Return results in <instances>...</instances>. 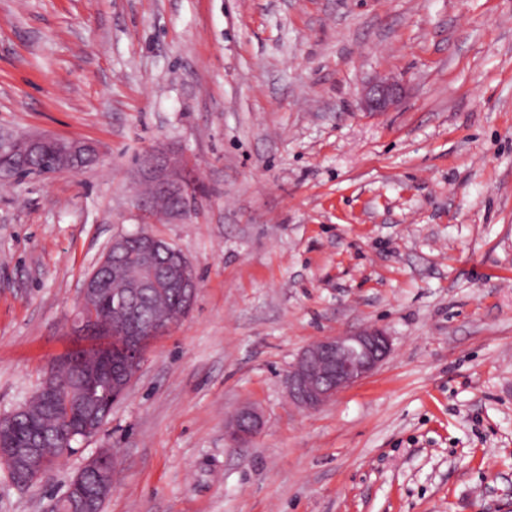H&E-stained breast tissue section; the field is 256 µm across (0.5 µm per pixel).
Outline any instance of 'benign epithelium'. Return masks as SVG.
Masks as SVG:
<instances>
[{
	"instance_id": "benign-epithelium-1",
	"label": "benign epithelium",
	"mask_w": 512,
	"mask_h": 512,
	"mask_svg": "<svg viewBox=\"0 0 512 512\" xmlns=\"http://www.w3.org/2000/svg\"><path fill=\"white\" fill-rule=\"evenodd\" d=\"M399 91V85L395 83H375L369 86L364 94V111H388L397 101ZM43 151L53 153L59 164L47 162L37 169L31 167L32 157ZM99 161V150L91 142L44 136L0 135V176L4 178L76 173L88 163ZM143 167L149 190L169 201L170 214L186 216L194 212L198 182L187 163L164 150H157L146 157ZM139 238L142 275L137 288L142 292L152 288H170L185 298L186 306H192L199 290V280L191 261L162 238L146 234L139 235ZM128 239L127 235L112 238L105 256L85 279L79 316L71 327L73 335L89 336L99 331L100 324L87 317L84 307L105 287L102 270L108 266L109 257H116L127 249ZM162 252L167 253V259L160 258ZM139 314L140 303L135 295L117 300L107 321L111 333L109 343L97 349L101 366L94 371H83V379L87 383L106 381L112 389L114 402L125 395L140 371L144 357L142 346L169 328L168 324L159 320L138 338L125 335L123 327L135 322ZM114 343L123 351V358L117 366L112 364ZM391 352V337L375 327L325 336L304 348L290 366L286 378L288 397L304 409L315 410L331 401L339 392L372 375ZM262 428V416L252 407H240L225 417V439L234 447L250 443ZM99 429L96 416L87 411L82 427L69 431L66 440L70 441L77 435L88 439ZM0 465L12 471V482L19 489L32 486L50 473V463L42 458L37 448H20L13 453L1 451ZM112 481L113 477L108 476L101 481L96 493L79 495L80 506L85 512H93L97 498L111 493Z\"/></svg>"
}]
</instances>
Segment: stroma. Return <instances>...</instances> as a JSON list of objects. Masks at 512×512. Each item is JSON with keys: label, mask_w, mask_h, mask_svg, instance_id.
Listing matches in <instances>:
<instances>
[{"label": "stroma", "mask_w": 512, "mask_h": 512, "mask_svg": "<svg viewBox=\"0 0 512 512\" xmlns=\"http://www.w3.org/2000/svg\"><path fill=\"white\" fill-rule=\"evenodd\" d=\"M403 86L387 112L364 86ZM0 132L97 144L78 174L0 181V416L70 333L112 238L196 265L108 421L0 512H48L99 449L104 512H512V0H0ZM195 165L194 213L147 221L139 161ZM393 353L315 411L310 343ZM256 406L231 447L224 418ZM262 428V416L252 407L237 408L225 417V439L233 447L247 445Z\"/></svg>", "instance_id": "stroma-1"}]
</instances>
